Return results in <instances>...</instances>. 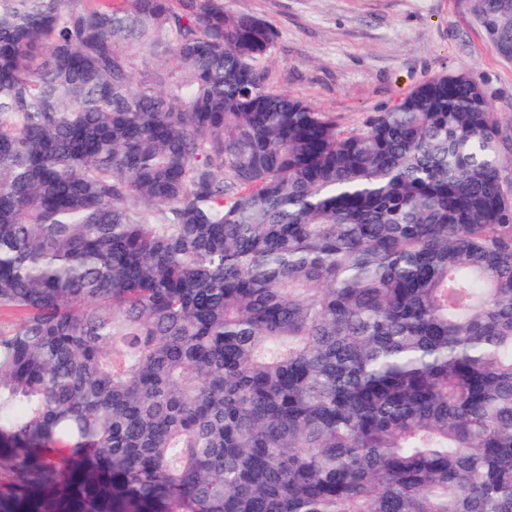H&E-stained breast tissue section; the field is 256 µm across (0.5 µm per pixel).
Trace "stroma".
<instances>
[{
    "instance_id": "35a3bbf8",
    "label": "stroma",
    "mask_w": 512,
    "mask_h": 512,
    "mask_svg": "<svg viewBox=\"0 0 512 512\" xmlns=\"http://www.w3.org/2000/svg\"><path fill=\"white\" fill-rule=\"evenodd\" d=\"M269 21L278 47L267 83L359 129L420 82L472 71L502 128H512V62L475 19L471 0H226Z\"/></svg>"
}]
</instances>
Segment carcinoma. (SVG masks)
<instances>
[{"label": "carcinoma", "instance_id": "cac0c4a2", "mask_svg": "<svg viewBox=\"0 0 512 512\" xmlns=\"http://www.w3.org/2000/svg\"><path fill=\"white\" fill-rule=\"evenodd\" d=\"M512 61V0H473ZM224 0H0V512H512V147L470 72L359 130Z\"/></svg>", "mask_w": 512, "mask_h": 512}]
</instances>
